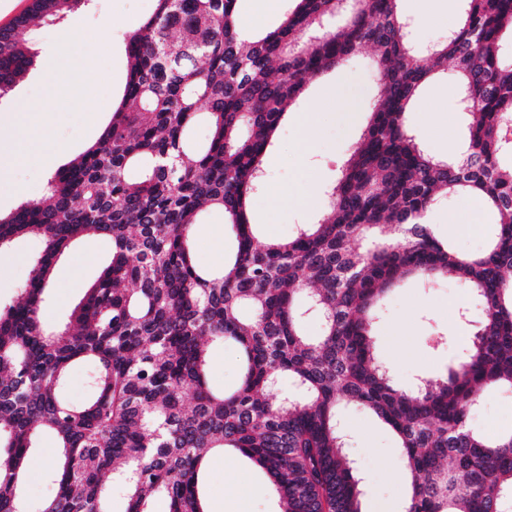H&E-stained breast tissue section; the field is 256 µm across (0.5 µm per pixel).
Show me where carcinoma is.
<instances>
[{
  "label": "carcinoma",
  "instance_id": "carcinoma-1",
  "mask_svg": "<svg viewBox=\"0 0 512 512\" xmlns=\"http://www.w3.org/2000/svg\"><path fill=\"white\" fill-rule=\"evenodd\" d=\"M130 32L123 102L100 138L55 172L44 197L0 215V247L41 240L31 278L0 309V512H24L20 485L33 440L61 450L56 492L42 512H108L103 477L129 492L127 512H206L199 474L235 451L262 469L279 512H361L360 481L340 422L342 405L375 415L402 448L405 512H512V431L473 428L489 387L512 390V0H463L459 25L425 54L401 23L399 0H290L280 25L244 37L240 0H156ZM87 0H32L0 28V98L35 65L26 38ZM345 12V25L323 21ZM376 53L379 98L324 211L283 240L259 242L248 204L287 107L307 82L359 48ZM456 69L469 95L467 147L429 154L406 125L421 87ZM210 129L190 150L199 112ZM467 194L493 215L486 244L462 254L422 214ZM224 212L236 249L220 271L195 260L193 224ZM112 243L65 328L39 312L54 262L79 238ZM372 247L358 250L355 243ZM413 278L459 283L482 318L446 374L402 389L381 360L373 327L385 295ZM321 317L319 336L305 315ZM238 348V385L208 379L212 346ZM91 362V397L62 395L70 368ZM295 392L277 391L282 378Z\"/></svg>",
  "mask_w": 512,
  "mask_h": 512
}]
</instances>
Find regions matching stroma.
<instances>
[{
  "label": "stroma",
  "mask_w": 512,
  "mask_h": 512,
  "mask_svg": "<svg viewBox=\"0 0 512 512\" xmlns=\"http://www.w3.org/2000/svg\"><path fill=\"white\" fill-rule=\"evenodd\" d=\"M156 0H95L90 10L73 13L61 25L43 24L33 38L37 51H52L57 62L53 77L35 64L12 92L0 98V139L9 137L16 103L24 98L47 104L50 112L42 150L28 160L6 163L0 159V213L8 214L22 200L41 198L48 178L83 153L108 125L112 109L121 100L129 74L125 37L154 12ZM85 43L92 51L88 61L87 104L75 107L60 98L55 84L66 82L75 63L67 51L69 41ZM374 52L360 49L344 67L312 79L297 109L312 116L315 148L301 151L299 131L292 115H285L275 145L265 161V185L252 196L250 219L260 240L285 239L298 225L310 223L325 204L324 192L340 174L342 165L359 140L368 113L378 96L373 68ZM455 70L438 75L420 91L407 114V122L422 137L427 149L447 156L448 146L466 140V118L457 100L445 98L444 90H456ZM317 191L313 207L285 203L280 193L305 183ZM487 226L491 218L474 209L465 197L451 196L434 204L425 215L435 235L448 240L456 251L475 253L485 243L479 232H449L456 216ZM193 246L199 266L218 271L232 256L233 229L219 210L204 211L193 227ZM41 249L32 238L16 240L0 250L8 257L0 265V308L16 300L31 276V260ZM111 244L99 238L75 242L54 269L51 299L41 311L45 327L62 326L81 298L84 287L96 278L107 262ZM481 316L480 305L458 283L438 281L429 287L409 281L387 297L374 334L379 351L391 365L395 382L408 387L423 376L438 377L468 346ZM448 338V346L434 350L428 338L434 332ZM344 422L349 451L361 478L362 508L379 506L385 512H402L408 493L403 478L401 450L394 432L367 411L346 406ZM471 425L488 435L512 429V392L486 390L470 416ZM52 435H40L26 464L24 495L27 512H39L56 487L48 479V457L58 456ZM208 512H277L278 501L265 473L242 455L231 464L209 461L200 476Z\"/></svg>",
  "instance_id": "obj_1"
}]
</instances>
